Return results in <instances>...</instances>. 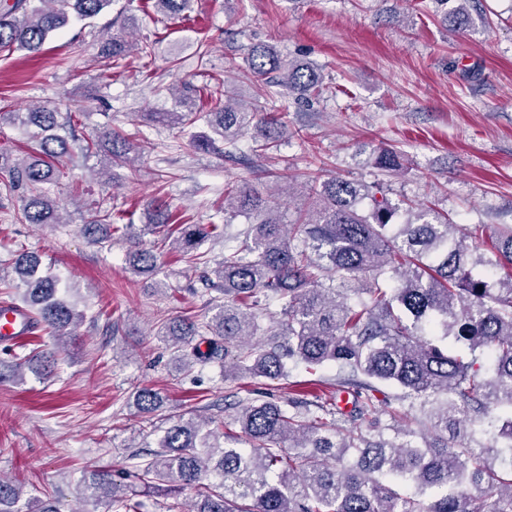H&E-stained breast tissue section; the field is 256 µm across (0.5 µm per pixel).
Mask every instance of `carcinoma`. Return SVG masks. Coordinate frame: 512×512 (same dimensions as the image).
Returning a JSON list of instances; mask_svg holds the SVG:
<instances>
[{"label": "carcinoma", "instance_id": "cac0c4a2", "mask_svg": "<svg viewBox=\"0 0 512 512\" xmlns=\"http://www.w3.org/2000/svg\"><path fill=\"white\" fill-rule=\"evenodd\" d=\"M111 2L0 0V51L38 54L69 19H93ZM190 2L154 0V7L176 17ZM127 53L122 35L106 40L105 57L116 62ZM247 64L263 78L278 74L277 86L303 97L323 92L315 67L286 60L271 45H251ZM266 95L258 88L248 108L226 101L203 115L190 106L142 118L181 126L204 119L227 157L250 133L260 156L286 133V125L262 115ZM7 117L37 129L39 151L19 160L0 146L4 189L25 195L22 222L58 224L59 205L47 187L60 177L54 160L70 149L67 124L45 107L0 112V123ZM132 148L110 130L80 151L103 154V166L114 169L128 166ZM371 164L387 176L405 167L388 145L373 151ZM305 189L312 208L292 217L279 196L246 181L225 192L231 214L224 223L257 221L237 233L239 245L224 242V260L213 271L224 302L208 324L176 318L158 336L180 365L216 363L226 381L285 378L290 364L310 373L332 365L335 391L326 400L253 399L236 413L239 431L232 434L192 418L173 421L145 459L135 455L132 494L162 485L171 493L191 489L188 512H512V225L474 224L458 235L448 215L431 206H393L380 183L336 176L308 179ZM155 213L141 232L162 233L167 205L155 204ZM119 219L101 208L86 231L106 241ZM206 236L204 225L182 224L172 246L192 258ZM127 262L133 275L159 272L158 256L139 245ZM40 266L34 252L14 255L24 309L32 326L72 336L83 313ZM478 267L503 274L491 279L476 274ZM273 305L278 331L253 341L258 313ZM343 391L354 397L348 412L337 407ZM394 399L408 402L405 417L414 428L378 422L380 413L396 419L388 412ZM158 403L147 388L136 398L144 412ZM243 441L250 447H238ZM123 476L107 467L90 472L81 512H138L140 503L120 491ZM22 495V483L0 477V512H16Z\"/></svg>", "mask_w": 512, "mask_h": 512}]
</instances>
